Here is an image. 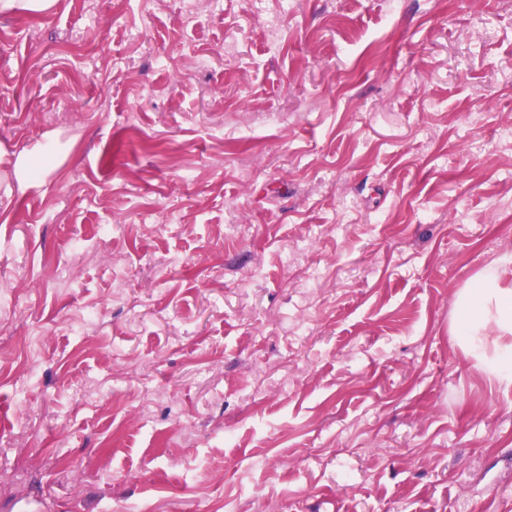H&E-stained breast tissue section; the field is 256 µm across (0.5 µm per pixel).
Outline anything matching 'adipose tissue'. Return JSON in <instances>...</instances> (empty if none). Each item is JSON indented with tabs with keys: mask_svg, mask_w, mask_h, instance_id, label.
<instances>
[{
	"mask_svg": "<svg viewBox=\"0 0 512 512\" xmlns=\"http://www.w3.org/2000/svg\"><path fill=\"white\" fill-rule=\"evenodd\" d=\"M451 336L498 384L512 386V255L478 272L460 290Z\"/></svg>",
	"mask_w": 512,
	"mask_h": 512,
	"instance_id": "1",
	"label": "adipose tissue"
}]
</instances>
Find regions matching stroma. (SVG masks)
I'll use <instances>...</instances> for the list:
<instances>
[{
	"label": "stroma",
	"mask_w": 512,
	"mask_h": 512,
	"mask_svg": "<svg viewBox=\"0 0 512 512\" xmlns=\"http://www.w3.org/2000/svg\"><path fill=\"white\" fill-rule=\"evenodd\" d=\"M179 6L0 14V512H512V0ZM57 161L47 147L37 146L17 158L14 164L15 178L20 185L39 182L55 168ZM512 255L473 276L457 295L451 320L454 342L487 368L500 385L512 386ZM493 348L490 357L486 351Z\"/></svg>",
	"instance_id": "stroma-1"
}]
</instances>
